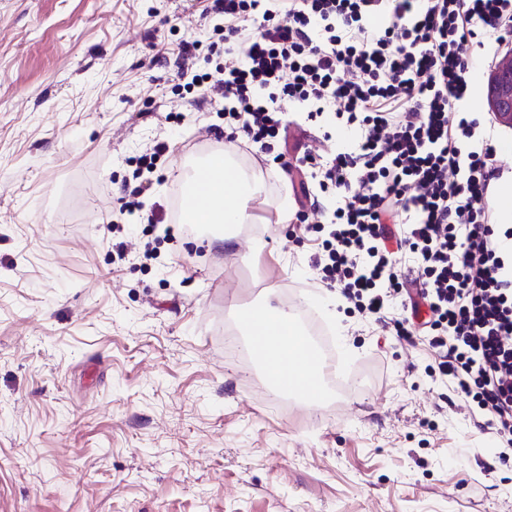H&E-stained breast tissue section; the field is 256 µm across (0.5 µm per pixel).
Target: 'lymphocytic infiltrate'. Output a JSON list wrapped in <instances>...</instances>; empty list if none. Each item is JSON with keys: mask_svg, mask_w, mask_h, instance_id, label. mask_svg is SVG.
Instances as JSON below:
<instances>
[{"mask_svg": "<svg viewBox=\"0 0 512 512\" xmlns=\"http://www.w3.org/2000/svg\"><path fill=\"white\" fill-rule=\"evenodd\" d=\"M211 72L188 110L224 103L228 142L254 158L284 104L334 115L350 142L298 153L328 231L319 280L364 317L427 342L439 377L512 447V227L485 201L503 150L462 109L478 35L503 44L512 0H213ZM422 276L403 285L402 269Z\"/></svg>", "mask_w": 512, "mask_h": 512, "instance_id": "lymphocytic-infiltrate-1", "label": "lymphocytic infiltrate"}]
</instances>
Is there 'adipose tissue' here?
<instances>
[{"label":"adipose tissue","instance_id":"obj_1","mask_svg":"<svg viewBox=\"0 0 512 512\" xmlns=\"http://www.w3.org/2000/svg\"><path fill=\"white\" fill-rule=\"evenodd\" d=\"M214 160L223 163L224 175L205 183V204L190 210L186 221L225 225L224 240L229 243L234 239L232 225L252 223L248 205L260 192L261 181L255 173L236 165L231 152L215 155ZM255 312L254 325L243 331L250 352L266 350L268 364L287 373L298 394L309 404L320 405L322 378L305 354L301 339L291 329V315L268 306L256 307Z\"/></svg>","mask_w":512,"mask_h":512}]
</instances>
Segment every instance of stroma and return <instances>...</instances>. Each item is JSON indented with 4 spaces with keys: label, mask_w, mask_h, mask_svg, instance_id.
Here are the masks:
<instances>
[{
    "label": "stroma",
    "mask_w": 512,
    "mask_h": 512,
    "mask_svg": "<svg viewBox=\"0 0 512 512\" xmlns=\"http://www.w3.org/2000/svg\"><path fill=\"white\" fill-rule=\"evenodd\" d=\"M207 6L0 0V512H512V460L432 380L424 345L310 281L305 231L278 215L299 205L297 170L262 173L230 244L103 224L121 190L167 203L224 144L216 108L167 118L178 45L207 43ZM492 53L476 49L463 104L481 122ZM160 138L140 188L129 160ZM314 291L355 354L339 363L349 389L284 414L224 333L234 310L296 315Z\"/></svg>",
    "instance_id": "stroma-1"
}]
</instances>
